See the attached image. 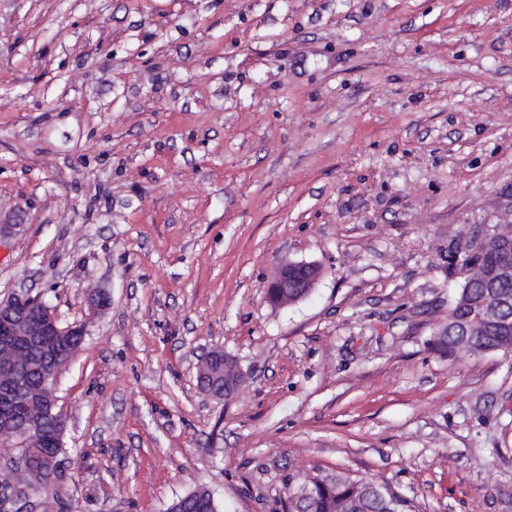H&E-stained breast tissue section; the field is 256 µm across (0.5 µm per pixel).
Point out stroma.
Returning <instances> with one entry per match:
<instances>
[{"label": "stroma", "mask_w": 512, "mask_h": 512, "mask_svg": "<svg viewBox=\"0 0 512 512\" xmlns=\"http://www.w3.org/2000/svg\"><path fill=\"white\" fill-rule=\"evenodd\" d=\"M0 217V298L88 323L22 512H285L336 472L512 512V353L431 347L459 248L512 224V0H0ZM322 273V268L313 263L284 264L265 285L266 298L272 304L279 306L294 303L311 292L321 279ZM197 367L198 386L205 395L223 399L239 390L241 368L238 361L223 349L214 347L202 353L198 356Z\"/></svg>", "instance_id": "35a3bbf8"}]
</instances>
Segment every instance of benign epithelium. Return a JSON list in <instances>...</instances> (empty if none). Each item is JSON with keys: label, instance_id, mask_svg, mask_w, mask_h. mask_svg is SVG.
<instances>
[{"label": "benign epithelium", "instance_id": "7a95c632", "mask_svg": "<svg viewBox=\"0 0 512 512\" xmlns=\"http://www.w3.org/2000/svg\"><path fill=\"white\" fill-rule=\"evenodd\" d=\"M494 249L500 258L477 273L470 261H460L458 275L469 288L476 281L485 288L512 281V236L497 229L484 238L467 244L463 253L471 255ZM322 277V268L313 263L290 262L279 267L265 285L266 298L274 305L294 303L315 287ZM71 336H86V324H60L53 309L42 295L28 291L13 293L0 300V441L7 440L21 449L19 462L28 472H37L35 465L45 464L57 470L58 449L64 447L65 425L56 412L57 376L64 348L59 343ZM36 356L47 359L39 370L36 395H25L26 383L18 369ZM197 382L201 391L212 398H226L241 385L242 371L238 361L214 347L198 356ZM51 435L56 449L46 455L37 448L45 435ZM18 493L10 482L0 483V512H17Z\"/></svg>", "mask_w": 512, "mask_h": 512}]
</instances>
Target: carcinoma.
<instances>
[{
  "label": "carcinoma",
  "mask_w": 512,
  "mask_h": 512,
  "mask_svg": "<svg viewBox=\"0 0 512 512\" xmlns=\"http://www.w3.org/2000/svg\"><path fill=\"white\" fill-rule=\"evenodd\" d=\"M487 297L481 288H460L448 312V324L479 322ZM434 348L446 355L460 351L476 354L499 352L512 347V308L498 325L488 326L475 336H456L444 329L434 340ZM309 489L303 512H404L406 502L376 484L365 486L343 473L316 475L303 480Z\"/></svg>",
  "instance_id": "carcinoma-1"
}]
</instances>
